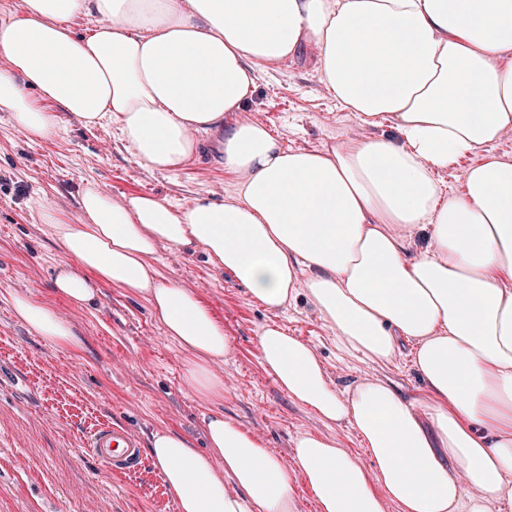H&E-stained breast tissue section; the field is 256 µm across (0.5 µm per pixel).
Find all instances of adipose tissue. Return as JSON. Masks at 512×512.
<instances>
[{"label":"adipose tissue","instance_id":"1","mask_svg":"<svg viewBox=\"0 0 512 512\" xmlns=\"http://www.w3.org/2000/svg\"><path fill=\"white\" fill-rule=\"evenodd\" d=\"M80 14L102 23L75 35ZM310 47L343 109L391 123L398 139L288 152L262 125L225 122L255 67ZM0 58V111L30 139L54 137L68 116L114 121L140 161L168 172L204 133L238 180L234 201L185 208L90 187L79 224L40 205L68 257L56 291L84 307L100 281L147 301L210 401L224 381L209 364L230 342L194 291L157 278L161 245L202 248L269 309L306 289L340 345L367 360L390 361L409 338L427 391L416 405L380 382L338 393L308 345L275 327L260 336L289 398L349 423L375 464L300 434L294 459L319 512H384L388 500L400 512H512V163L486 156L448 197L433 177L512 128V0H24L0 19ZM420 232L425 247L408 255L403 235ZM11 302L47 344L79 346L31 294ZM203 423V451L168 430L151 439L180 512H295L287 469L258 439L217 410Z\"/></svg>","mask_w":512,"mask_h":512}]
</instances>
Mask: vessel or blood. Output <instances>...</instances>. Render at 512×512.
<instances>
[{"label":"vessel or blood","mask_w":512,"mask_h":512,"mask_svg":"<svg viewBox=\"0 0 512 512\" xmlns=\"http://www.w3.org/2000/svg\"><path fill=\"white\" fill-rule=\"evenodd\" d=\"M84 445L97 458L103 460L114 475H127L142 462L140 443L124 426L103 423L90 430Z\"/></svg>","instance_id":"1"}]
</instances>
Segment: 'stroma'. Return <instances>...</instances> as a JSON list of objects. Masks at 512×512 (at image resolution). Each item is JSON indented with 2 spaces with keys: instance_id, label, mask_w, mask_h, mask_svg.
Here are the masks:
<instances>
[{
  "instance_id": "obj_1",
  "label": "stroma",
  "mask_w": 512,
  "mask_h": 512,
  "mask_svg": "<svg viewBox=\"0 0 512 512\" xmlns=\"http://www.w3.org/2000/svg\"><path fill=\"white\" fill-rule=\"evenodd\" d=\"M314 57L310 49L256 69L242 106L252 122L290 151L396 138L390 124L366 125L342 109ZM486 155L512 163V129L436 171L442 193L463 192V171ZM88 186L117 201L151 195L174 206L199 198L226 202L237 194V180L219 163L213 138H204L198 156L181 169L158 172L139 161L113 124L88 129L69 116L57 136L33 141L0 112V512H177L151 456L135 472L116 477L104 461L82 450L85 433L106 421L127 427L144 445L154 432L168 429L202 450V416L217 408L292 471L293 441L303 433L336 438L342 448L363 455L348 423L325 424L263 369L259 338L271 325L312 348L337 392L371 380L406 401L422 398L425 384L413 366L409 339L397 338L390 361H368L338 343L307 292L285 308L269 310L203 251L162 246L151 266L193 290L232 345L228 359L211 365L224 380L223 400L200 398L185 387V351L166 335L145 300L103 285L95 303L84 308L54 291L52 278L67 256L37 205L80 218V194ZM17 292L32 293L67 320L80 347L57 349L30 333L12 309ZM291 484L297 512H319L305 479L293 471Z\"/></svg>"
}]
</instances>
